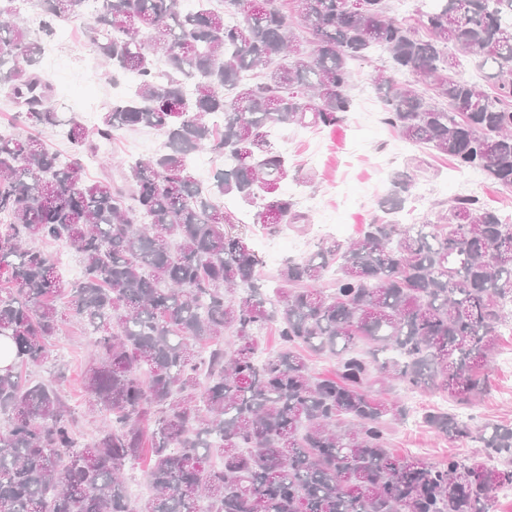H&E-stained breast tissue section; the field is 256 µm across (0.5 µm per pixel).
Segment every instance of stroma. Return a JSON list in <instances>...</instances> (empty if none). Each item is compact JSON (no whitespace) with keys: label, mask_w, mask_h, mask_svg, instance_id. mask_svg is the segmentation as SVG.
I'll return each mask as SVG.
<instances>
[{"label":"stroma","mask_w":512,"mask_h":512,"mask_svg":"<svg viewBox=\"0 0 512 512\" xmlns=\"http://www.w3.org/2000/svg\"><path fill=\"white\" fill-rule=\"evenodd\" d=\"M67 38L56 46L58 83L61 94L57 103L66 113L91 112L102 114L112 97V85L105 77V65L99 64L95 50L85 41L82 27L72 24ZM97 65L100 77L93 96L73 97L77 87L75 75L84 62ZM379 59L357 61L352 65V112L337 126L290 127L277 147L287 155L291 168L300 170L304 182L298 183L295 198L300 211L306 213L310 223L338 226V240L359 238L377 212V203L389 190L396 172L413 167L417 157L428 162L426 172L418 174L416 185L430 191L428 206L414 212V220L434 213L438 206L451 197L466 191L471 173L457 169L443 156L421 154L410 148L399 154L401 138L383 121L380 103L374 90V77ZM163 139L155 131L141 129L125 132L112 143L101 145L87 161L90 178L110 173L113 181H122L127 162L153 156L154 145ZM92 338L82 324L73 321L49 341V358L38 368V376L58 374V389L67 404L78 410L85 398L81 384L82 373L88 364ZM491 386L473 406L462 408L461 413L480 423L491 420L512 425V327L502 326L496 355L485 368ZM387 395L404 401L416 417L415 425L403 423L391 429V449L400 456H419L441 459L457 453L475 454L474 444L456 446L437 438L420 418L424 412L437 407H448L447 397L439 394L410 392L391 387ZM96 418L80 414L76 421L78 431L91 436L97 429Z\"/></svg>","instance_id":"stroma-1"}]
</instances>
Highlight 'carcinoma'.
I'll return each instance as SVG.
<instances>
[{
  "mask_svg": "<svg viewBox=\"0 0 512 512\" xmlns=\"http://www.w3.org/2000/svg\"><path fill=\"white\" fill-rule=\"evenodd\" d=\"M38 2L45 36L83 18L109 79L139 81L92 128L63 118L37 72L43 43L15 22L16 0H0V90L30 130L0 136V337L14 347L0 368V512H495L512 489V425L434 409L429 429L481 453L400 457L389 430L408 410L372 386L458 404L488 390L483 368L512 318V222L458 195L403 224L415 185L403 170L360 239L322 238L262 279L217 199L257 208L270 234L307 223L280 190L301 175L271 131L343 122L350 64L375 52L387 54L384 123L511 190L512 0H434L418 26L389 0ZM459 54L491 71L461 78ZM138 128L162 133L166 152L129 162L123 186L88 180L85 155ZM44 130L66 138L68 161ZM204 149L232 160L209 187L188 164ZM48 241L81 258L68 289ZM72 317L93 336L86 412L106 415L90 442L53 381L27 374ZM269 327L283 348L261 359ZM304 346L337 358L335 376L314 374ZM146 450L151 494L133 509L125 471Z\"/></svg>",
  "mask_w": 512,
  "mask_h": 512,
  "instance_id": "cac0c4a2",
  "label": "carcinoma"
}]
</instances>
